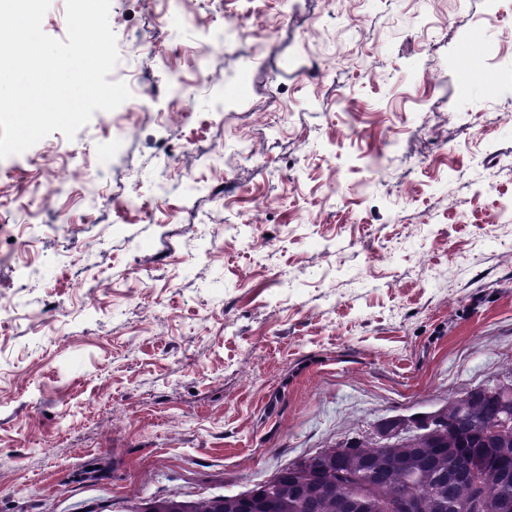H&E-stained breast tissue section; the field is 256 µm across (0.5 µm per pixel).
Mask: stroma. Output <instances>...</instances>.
I'll list each match as a JSON object with an SVG mask.
<instances>
[{
    "label": "stroma",
    "instance_id": "35a3bbf8",
    "mask_svg": "<svg viewBox=\"0 0 512 512\" xmlns=\"http://www.w3.org/2000/svg\"><path fill=\"white\" fill-rule=\"evenodd\" d=\"M132 97L0 159V512L232 495L512 370V0H111Z\"/></svg>",
    "mask_w": 512,
    "mask_h": 512
}]
</instances>
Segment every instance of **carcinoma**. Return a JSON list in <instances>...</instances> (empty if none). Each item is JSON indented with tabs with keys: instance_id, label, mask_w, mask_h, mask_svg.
Listing matches in <instances>:
<instances>
[{
	"instance_id": "cac0c4a2",
	"label": "carcinoma",
	"mask_w": 512,
	"mask_h": 512,
	"mask_svg": "<svg viewBox=\"0 0 512 512\" xmlns=\"http://www.w3.org/2000/svg\"><path fill=\"white\" fill-rule=\"evenodd\" d=\"M479 458L483 477L448 470V455ZM418 498L419 512H512V370L433 411L389 417L370 431L317 451L236 495L155 497L125 512H340L359 499L386 512Z\"/></svg>"
}]
</instances>
